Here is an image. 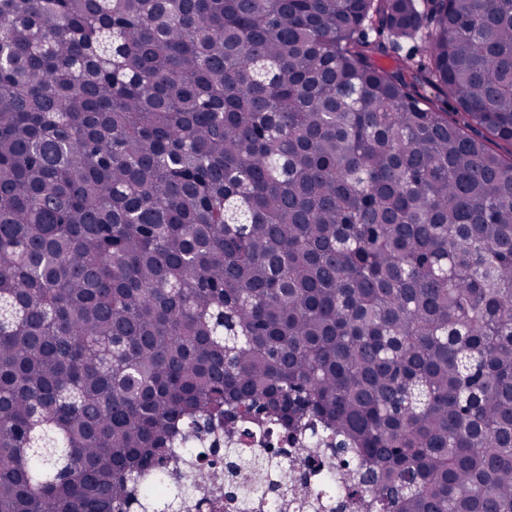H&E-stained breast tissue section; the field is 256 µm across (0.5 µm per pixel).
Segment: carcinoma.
<instances>
[{
  "label": "carcinoma",
  "instance_id": "obj_1",
  "mask_svg": "<svg viewBox=\"0 0 512 512\" xmlns=\"http://www.w3.org/2000/svg\"><path fill=\"white\" fill-rule=\"evenodd\" d=\"M493 141L512 0H0V512H512Z\"/></svg>",
  "mask_w": 512,
  "mask_h": 512
}]
</instances>
